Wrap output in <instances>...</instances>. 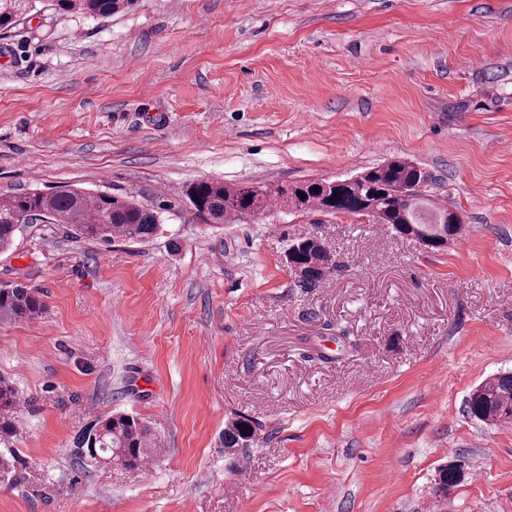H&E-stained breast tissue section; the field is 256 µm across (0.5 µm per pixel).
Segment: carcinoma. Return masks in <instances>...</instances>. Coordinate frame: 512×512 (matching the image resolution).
Listing matches in <instances>:
<instances>
[{
  "instance_id": "1",
  "label": "carcinoma",
  "mask_w": 512,
  "mask_h": 512,
  "mask_svg": "<svg viewBox=\"0 0 512 512\" xmlns=\"http://www.w3.org/2000/svg\"><path fill=\"white\" fill-rule=\"evenodd\" d=\"M39 0H0V31L8 32L36 9ZM60 13H79L108 18L134 0H48ZM431 174L406 158H391L344 180L301 181L291 186L262 189L250 184L228 187L200 180L188 189L191 204L207 224H224L256 216L272 203L295 211L317 210L328 214L366 216L378 224H389L398 234L416 239L430 249H442L457 239L463 220L448 208L429 206ZM318 191H313V187ZM305 198H300L299 194ZM58 224L71 237L104 243L114 238L142 242L159 228L158 212L131 196L93 194L77 188L54 192L32 191L0 199V251L9 249L16 233L26 224ZM287 261L297 286L315 287L333 269L330 254L316 238L293 243ZM44 303L31 288H0V321H26L39 317ZM19 401L16 388L0 378V438L14 433L7 412ZM469 415L481 422H512V372L480 383L467 399ZM256 435L255 424L246 417L224 427V454L248 449ZM81 455L95 449L89 459L137 469L154 448L151 433L140 418L128 413L98 417L83 427L75 438ZM461 464L440 470L437 489L448 493L462 477Z\"/></svg>"
}]
</instances>
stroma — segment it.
Listing matches in <instances>:
<instances>
[{
    "instance_id": "35a3bbf8",
    "label": "stroma",
    "mask_w": 512,
    "mask_h": 512,
    "mask_svg": "<svg viewBox=\"0 0 512 512\" xmlns=\"http://www.w3.org/2000/svg\"><path fill=\"white\" fill-rule=\"evenodd\" d=\"M509 131L512 0L41 6L0 34V198L72 185L160 216L142 243L30 224L0 252V288L46 303L0 321L20 395L0 512H512V423L466 408L512 370ZM396 156L461 215L448 248L278 206L207 224L187 196ZM309 237L336 269L304 289L287 251ZM113 412L151 428V474L78 454ZM239 415L257 435L235 462L222 436ZM60 13H79L93 18H108L119 13L134 0H46Z\"/></svg>"
}]
</instances>
